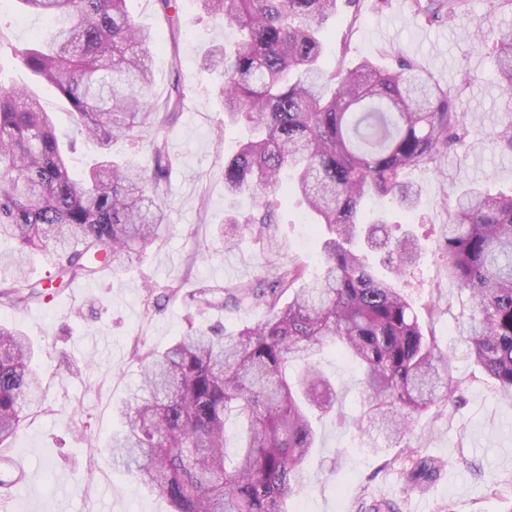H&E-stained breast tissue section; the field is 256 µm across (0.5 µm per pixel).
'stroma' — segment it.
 Masks as SVG:
<instances>
[{
	"label": "stroma",
	"mask_w": 512,
	"mask_h": 512,
	"mask_svg": "<svg viewBox=\"0 0 512 512\" xmlns=\"http://www.w3.org/2000/svg\"><path fill=\"white\" fill-rule=\"evenodd\" d=\"M179 22L170 24L157 0H130L135 20L158 37L147 102L164 100L173 84L184 99L165 131L173 166L164 185L171 227L153 246L115 273L104 271L88 285L25 307L0 306V322L20 327L36 349L43 376L42 410L27 416L17 435L0 447V478L12 481L0 498L7 512H170L168 501L117 467L108 451L122 423L116 404L139 380L138 354L162 350L192 329L223 325L233 332L265 320L263 302L237 299L238 287H269L280 268L297 267L310 279L320 267L325 231L308 221L300 195L278 198V222L269 230H243L235 247L221 243L228 215L258 204L248 195L224 193V161L248 135L225 126L216 96V75L201 65L215 42L233 39L203 13L197 0H178ZM512 23V7L498 0H465L452 17L430 20L412 0H360L341 10L324 31L326 69L354 67L363 58L395 66L405 57L454 87L472 124L464 146L449 152L439 169L412 167L407 181L419 187L413 213L374 198L387 210L392 236L412 234L421 250L404 282L425 334L435 335L453 357L462 384L458 402L418 416L408 441L412 454L442 460L430 482L407 485L405 454L376 453L356 429L339 427L335 415L317 423V445L304 481L288 501L290 512H369L389 502L396 512H503L512 495V400L468 356L458 316L461 298L448 278L445 240L448 211L462 192L481 187L512 192V153L495 148L493 133L512 116V94L502 88L494 65L500 26ZM43 20L0 0V81L26 86L55 115L61 131L71 127L57 91L26 70L20 50L32 47ZM202 288L222 289V304L200 308L189 297ZM319 368L341 392V413L362 412L357 371L334 348L318 357Z\"/></svg>",
	"instance_id": "obj_1"
}]
</instances>
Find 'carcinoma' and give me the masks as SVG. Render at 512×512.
Instances as JSON below:
<instances>
[{
	"label": "carcinoma",
	"mask_w": 512,
	"mask_h": 512,
	"mask_svg": "<svg viewBox=\"0 0 512 512\" xmlns=\"http://www.w3.org/2000/svg\"><path fill=\"white\" fill-rule=\"evenodd\" d=\"M54 24L51 39L20 52L22 64L53 86L73 116L72 134L26 89L0 83V241L16 243L0 304L51 298L102 269L118 272L169 229L163 185L172 167L167 127L184 97L147 104L151 33L127 0H17ZM464 0H428L433 18L453 16ZM359 0H199L204 13L238 33L212 47L203 66L219 76L224 123L243 122L251 138L224 162V193L261 197L246 219L276 223L267 198L283 190L306 200L328 237L321 273L265 321L235 333L194 331L140 357L141 383L129 391L125 430L112 438L113 462L164 496L172 512H287L314 448L313 417L336 404V389L314 366L327 346L358 363L363 416L378 440L402 443L411 421L457 401L451 357L425 336L401 287L418 244L390 237L383 214L368 215L371 195H394L413 211L419 192L410 167L436 169L463 143L469 113L424 70L370 59L326 71L323 31L343 5ZM498 74L512 90V25L500 30ZM99 155L83 177L70 172L72 142ZM146 144L148 171L112 155V143ZM512 151V118L493 134ZM387 255L393 277L374 275L365 249ZM33 251L49 255L53 275L31 281ZM448 278L468 296L463 324L469 354L512 398V194L470 192L449 216ZM33 349L16 326L0 323V446L40 407L43 381ZM439 461L410 460L407 482L432 480Z\"/></svg>",
	"instance_id": "obj_1"
}]
</instances>
